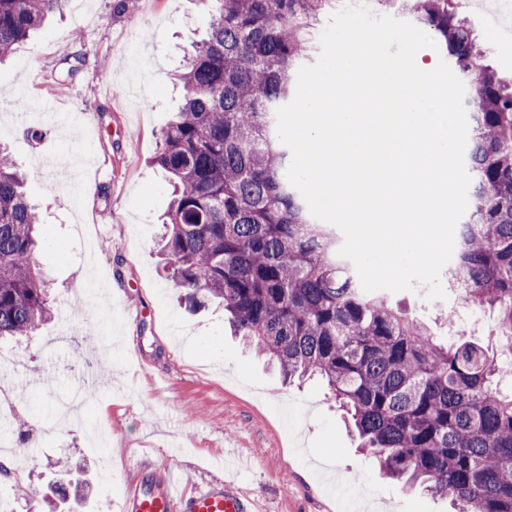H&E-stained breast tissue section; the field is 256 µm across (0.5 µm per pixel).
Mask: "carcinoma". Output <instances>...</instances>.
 I'll return each instance as SVG.
<instances>
[{
    "label": "carcinoma",
    "instance_id": "1",
    "mask_svg": "<svg viewBox=\"0 0 512 512\" xmlns=\"http://www.w3.org/2000/svg\"><path fill=\"white\" fill-rule=\"evenodd\" d=\"M340 0H205L207 38L184 56L185 91L154 163L173 180L163 255L190 299L216 298L234 334L284 380H323L360 447L388 477L450 499L458 512H512V392L475 343H436L365 292L289 183L274 114L294 97L292 71L315 52L314 22ZM68 0H0V60ZM444 43L466 79L474 206L449 274L466 300L497 311L512 340V81L485 62L455 0H374ZM25 175L0 150V338L30 336L51 318L38 269L36 207ZM56 509L89 492L84 471L59 464Z\"/></svg>",
    "mask_w": 512,
    "mask_h": 512
}]
</instances>
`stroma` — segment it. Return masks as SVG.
Returning a JSON list of instances; mask_svg holds the SVG:
<instances>
[{
    "mask_svg": "<svg viewBox=\"0 0 512 512\" xmlns=\"http://www.w3.org/2000/svg\"><path fill=\"white\" fill-rule=\"evenodd\" d=\"M457 11L512 79V36L469 0ZM209 21L201 0H138L119 19L112 0H94L83 14L53 16L0 64V144L40 208L38 262L54 301L36 335L0 342L19 450L13 476L0 478V505L30 512V487L67 459L85 464L91 483L88 507L71 512H119L132 483L167 470L185 485L231 477L266 512H448L447 500L383 476L325 384H283L231 335L220 300L176 299L159 255L171 187L152 159L183 98L175 73ZM75 55L84 66L59 85L62 60ZM20 97L66 126L19 116ZM49 155L55 168L43 164ZM425 294L421 285L379 296L437 342L475 341L507 365L490 311L454 288L442 300Z\"/></svg>",
    "mask_w": 512,
    "mask_h": 512,
    "instance_id": "obj_1",
    "label": "stroma"
}]
</instances>
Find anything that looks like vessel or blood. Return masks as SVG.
I'll list each match as a JSON object with an SVG mask.
<instances>
[{
	"label": "vessel or blood",
	"mask_w": 512,
	"mask_h": 512,
	"mask_svg": "<svg viewBox=\"0 0 512 512\" xmlns=\"http://www.w3.org/2000/svg\"><path fill=\"white\" fill-rule=\"evenodd\" d=\"M120 512H257V502L232 481L178 491L173 482L133 484L119 505Z\"/></svg>",
	"instance_id": "1"
}]
</instances>
